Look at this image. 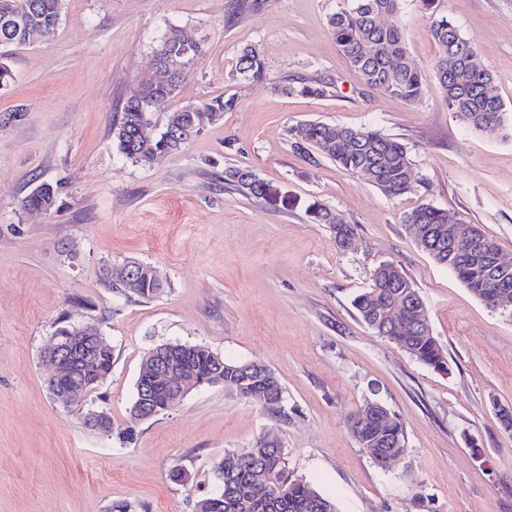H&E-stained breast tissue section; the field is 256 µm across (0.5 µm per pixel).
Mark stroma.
<instances>
[{
  "label": "stroma",
  "instance_id": "1",
  "mask_svg": "<svg viewBox=\"0 0 512 512\" xmlns=\"http://www.w3.org/2000/svg\"><path fill=\"white\" fill-rule=\"evenodd\" d=\"M348 0H63L51 39L13 48L14 80L0 88V512H195L218 490L214 464L260 436L277 437L291 472L333 497L339 512H512V316L487 308L411 237L404 213L431 204L480 225L512 261V135L464 126L429 89L415 104L364 87L338 50L330 14ZM478 48L493 91L512 113V0H438ZM415 65L433 79L438 46L415 0L401 15ZM200 43L169 108L221 95L231 111L154 165L119 154L112 120L151 74L168 25ZM256 45L266 79L235 75ZM335 80L331 96L281 97L269 78ZM317 120L372 126L407 144L417 181L390 197L364 177L294 149L288 130ZM228 166L316 199L356 229L337 248L300 207L274 211L224 185ZM51 211L20 202L40 184ZM150 264L154 299L100 282L103 265ZM385 261L423 298L448 353L433 370L356 314L353 297ZM97 321L112 371L85 406L51 398L41 352L62 320ZM180 341L268 365L284 415L221 386L192 390L175 408L134 421L143 356ZM370 402L403 423V454L376 465L349 416ZM105 408L112 433L86 428ZM481 452L473 454L468 440ZM186 472V484L173 481Z\"/></svg>",
  "mask_w": 512,
  "mask_h": 512
}]
</instances>
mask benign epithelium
<instances>
[{
	"label": "benign epithelium",
	"instance_id": "obj_1",
	"mask_svg": "<svg viewBox=\"0 0 512 512\" xmlns=\"http://www.w3.org/2000/svg\"><path fill=\"white\" fill-rule=\"evenodd\" d=\"M459 224V218H448V251L453 254L462 253L464 243L473 240V236L461 232ZM109 276L118 285L134 288L140 280L141 264L131 259L119 267L111 266ZM183 349L185 345L180 342L165 343L145 355L139 398L131 409L134 419L150 420L174 408L192 387L224 384V356L210 353L212 370L202 376L193 365L179 358V351ZM107 351L109 348L104 345L97 327L91 324L56 336L42 352V357L55 368L54 374L47 379V389L52 399L67 409L96 390L102 378L91 379L80 373V367ZM156 381L163 382L168 388L169 398L163 404L155 402L150 390V383ZM84 423L87 428L100 434H112V424L105 412L87 410Z\"/></svg>",
	"mask_w": 512,
	"mask_h": 512
}]
</instances>
